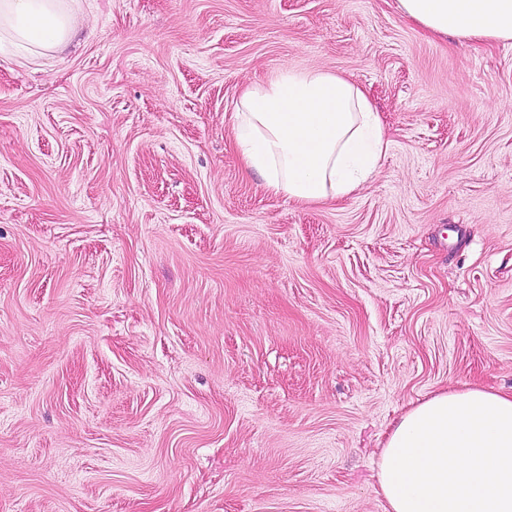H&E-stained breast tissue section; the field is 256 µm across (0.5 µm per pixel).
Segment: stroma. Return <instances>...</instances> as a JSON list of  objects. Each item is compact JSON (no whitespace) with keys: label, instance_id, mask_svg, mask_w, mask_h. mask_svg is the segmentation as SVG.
I'll return each mask as SVG.
<instances>
[{"label":"stroma","instance_id":"obj_1","mask_svg":"<svg viewBox=\"0 0 512 512\" xmlns=\"http://www.w3.org/2000/svg\"><path fill=\"white\" fill-rule=\"evenodd\" d=\"M0 55V512H384L389 425L512 389V43L397 0H80ZM285 67L389 147L331 205L232 143Z\"/></svg>","mask_w":512,"mask_h":512}]
</instances>
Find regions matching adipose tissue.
Returning a JSON list of instances; mask_svg holds the SVG:
<instances>
[{
	"label": "adipose tissue",
	"mask_w": 512,
	"mask_h": 512,
	"mask_svg": "<svg viewBox=\"0 0 512 512\" xmlns=\"http://www.w3.org/2000/svg\"><path fill=\"white\" fill-rule=\"evenodd\" d=\"M436 35L512 42V0H397ZM77 0H0V54L45 55L73 33ZM235 149L268 193L298 204L357 193L389 142L371 97L326 70L286 68L247 86ZM384 512H512V391L442 389L390 426L376 467Z\"/></svg>",
	"instance_id": "1"
}]
</instances>
